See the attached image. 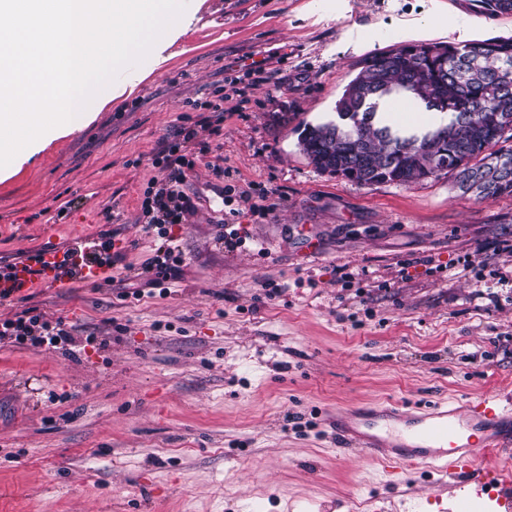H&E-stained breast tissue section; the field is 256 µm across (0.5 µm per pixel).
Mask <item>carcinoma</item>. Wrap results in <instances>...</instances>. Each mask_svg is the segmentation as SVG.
<instances>
[{"mask_svg":"<svg viewBox=\"0 0 512 512\" xmlns=\"http://www.w3.org/2000/svg\"><path fill=\"white\" fill-rule=\"evenodd\" d=\"M478 13L512 11V0H474ZM409 94L446 122L402 133L381 121L378 105ZM300 151L316 169L354 184H412L450 174L461 195L512 196V39L462 46L408 43L378 51L345 87L336 119L300 123ZM437 136V157L422 141Z\"/></svg>","mask_w":512,"mask_h":512,"instance_id":"carcinoma-1","label":"carcinoma"}]
</instances>
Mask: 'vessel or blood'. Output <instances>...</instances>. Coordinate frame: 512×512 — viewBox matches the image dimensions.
I'll use <instances>...</instances> for the list:
<instances>
[{
	"instance_id": "1",
	"label": "vessel or blood",
	"mask_w": 512,
	"mask_h": 512,
	"mask_svg": "<svg viewBox=\"0 0 512 512\" xmlns=\"http://www.w3.org/2000/svg\"><path fill=\"white\" fill-rule=\"evenodd\" d=\"M88 238L73 229L67 248L43 252L15 276L0 278V293L27 296L34 288L98 285L107 264L90 260ZM325 426L345 448L383 460L391 473L422 466L439 474H469L486 454L512 455V401L488 394L463 405L435 401L410 407L390 400L369 409L329 412Z\"/></svg>"
}]
</instances>
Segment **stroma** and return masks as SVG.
Masks as SVG:
<instances>
[{
    "label": "stroma",
    "mask_w": 512,
    "mask_h": 512,
    "mask_svg": "<svg viewBox=\"0 0 512 512\" xmlns=\"http://www.w3.org/2000/svg\"><path fill=\"white\" fill-rule=\"evenodd\" d=\"M495 37L512 12L473 0H188L84 129L0 173V262L62 246L73 224L127 246L105 285L0 303V321L31 309L74 338L0 342V512H446L468 478L389 477L323 418L512 396V254L494 249L512 196L479 201L447 176L358 186L309 164L297 126L333 118L377 51ZM255 63L264 84L189 178L179 279L133 295L159 242L138 222L151 155ZM263 188L272 208L252 212L240 194Z\"/></svg>",
    "instance_id": "obj_1"
}]
</instances>
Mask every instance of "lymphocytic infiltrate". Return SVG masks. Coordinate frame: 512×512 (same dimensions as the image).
Returning <instances> with one entry per match:
<instances>
[{
    "label": "lymphocytic infiltrate",
    "instance_id": "1",
    "mask_svg": "<svg viewBox=\"0 0 512 512\" xmlns=\"http://www.w3.org/2000/svg\"><path fill=\"white\" fill-rule=\"evenodd\" d=\"M206 115L191 125L176 127L152 155L151 164L162 172L161 180L148 184L140 201V220L146 229L156 231L161 243L144 265L153 273V285L176 280L181 258L170 234L173 225L185 223L194 207L186 192L188 176L209 150L211 136L219 134L224 121L223 100L206 102ZM69 331L62 320L48 321L43 315L21 311L15 318L0 322V341L17 345L31 343L55 347L68 343Z\"/></svg>",
    "mask_w": 512,
    "mask_h": 512
}]
</instances>
